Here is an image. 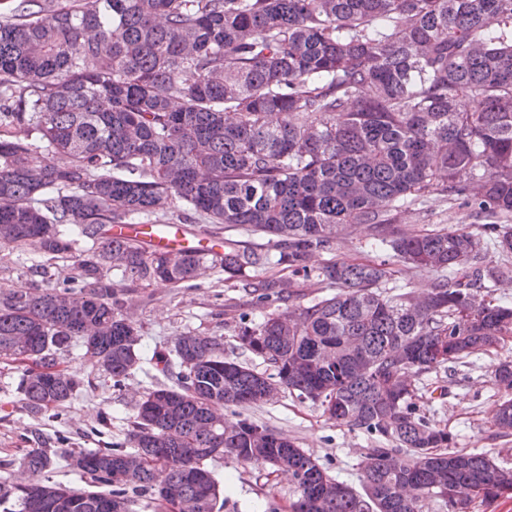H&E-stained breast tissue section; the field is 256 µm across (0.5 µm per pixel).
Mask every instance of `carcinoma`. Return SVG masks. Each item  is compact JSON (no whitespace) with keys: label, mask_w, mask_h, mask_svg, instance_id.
Listing matches in <instances>:
<instances>
[{"label":"carcinoma","mask_w":512,"mask_h":512,"mask_svg":"<svg viewBox=\"0 0 512 512\" xmlns=\"http://www.w3.org/2000/svg\"><path fill=\"white\" fill-rule=\"evenodd\" d=\"M0 15V248L73 256L43 286L0 288V360L19 373L34 416L60 419L84 386L63 365L75 348L111 387L135 370L151 380L123 439L102 448H28L30 480L0 476V512H223L207 461L288 472L291 512H475L512 495V468L451 449L421 408L443 398L416 379L512 338V305L486 280L512 274V0H11ZM22 125L43 154L14 138ZM432 197L466 205L482 235L402 233ZM172 209L270 237L276 264L310 275L308 258L355 225L410 269L443 272L421 297L385 288L391 262L332 261L317 278L336 294L269 310L293 292L249 283L258 323L224 354L192 332L149 350L127 315L124 282L177 287L205 268L248 277L270 255L224 240L207 253L149 249L112 226ZM75 231L90 247L73 254ZM504 263L479 266L481 236ZM121 274V281L111 272ZM512 391V362L494 371ZM390 448L368 449L359 493L293 439L224 408L283 391ZM493 424L512 432V398ZM86 479L54 478L59 462ZM343 491L331 492L332 486Z\"/></svg>","instance_id":"1"}]
</instances>
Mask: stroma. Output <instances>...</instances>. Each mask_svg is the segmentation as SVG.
Returning a JSON list of instances; mask_svg holds the SVG:
<instances>
[{"label":"stroma","instance_id":"obj_1","mask_svg":"<svg viewBox=\"0 0 512 512\" xmlns=\"http://www.w3.org/2000/svg\"><path fill=\"white\" fill-rule=\"evenodd\" d=\"M469 209L439 199L429 200L425 212L403 215L400 228L411 233L423 229L473 227ZM383 252L375 249L365 227L341 236L331 248L312 255L309 265L318 268L324 262L346 258L354 262L380 261ZM253 280H275L298 295L297 303L306 306L332 296L333 288L316 276L293 274L281 266L268 265L252 271ZM128 299L133 307L140 333L149 347L161 348L183 332H197L224 339L232 349L242 319L259 320L252 297L242 282L225 281L223 273L210 271L177 288L152 285L136 288ZM512 356V340L490 355L473 357L452 365L448 371L423 375L422 383L442 386L446 394L427 407L428 417L447 427L456 448L485 452L497 463L512 467V434L498 433L491 423L495 406L503 397L494 381V369L500 360ZM92 383L73 400L63 423L30 415L23 407L16 387L18 374L12 366L0 362V475L24 478L19 465L26 444L25 435L39 432L53 438L64 430L73 448H95L99 442L91 430L102 408L112 411V431L125 433L133 407L149 386L142 372L131 374L123 390L110 388L102 375L92 373ZM248 416L277 433L288 435L298 446L316 457L325 470L353 488H360L362 465L374 439L365 431L328 419L320 404L299 400L282 392L273 403L248 408ZM209 469L224 487L227 497L224 512H265L267 503H275L278 512H290L295 487L287 474L265 466H243L224 457L208 463Z\"/></svg>","mask_w":512,"mask_h":512}]
</instances>
